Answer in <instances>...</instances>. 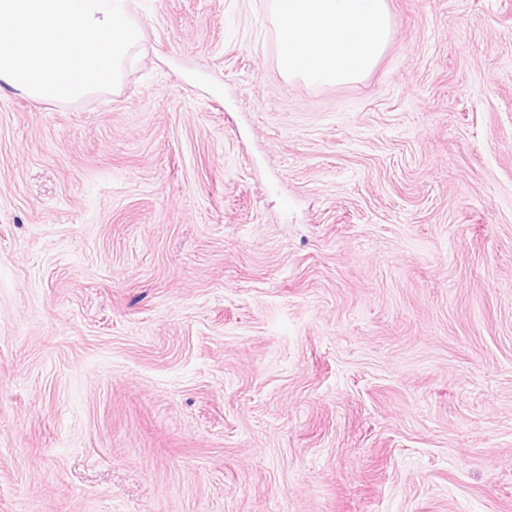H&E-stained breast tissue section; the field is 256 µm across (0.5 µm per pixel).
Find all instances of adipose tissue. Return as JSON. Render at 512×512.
<instances>
[{"label":"adipose tissue","mask_w":512,"mask_h":512,"mask_svg":"<svg viewBox=\"0 0 512 512\" xmlns=\"http://www.w3.org/2000/svg\"><path fill=\"white\" fill-rule=\"evenodd\" d=\"M286 23L281 73L317 85L368 77L391 37L387 0H273Z\"/></svg>","instance_id":"obj_1"}]
</instances>
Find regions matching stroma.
Here are the masks:
<instances>
[{
	"mask_svg": "<svg viewBox=\"0 0 512 512\" xmlns=\"http://www.w3.org/2000/svg\"><path fill=\"white\" fill-rule=\"evenodd\" d=\"M128 0L120 84L0 91V512H512V0ZM286 23L281 73L317 85L368 77L391 37L387 0H273Z\"/></svg>",
	"mask_w": 512,
	"mask_h": 512,
	"instance_id": "1",
	"label": "stroma"
}]
</instances>
